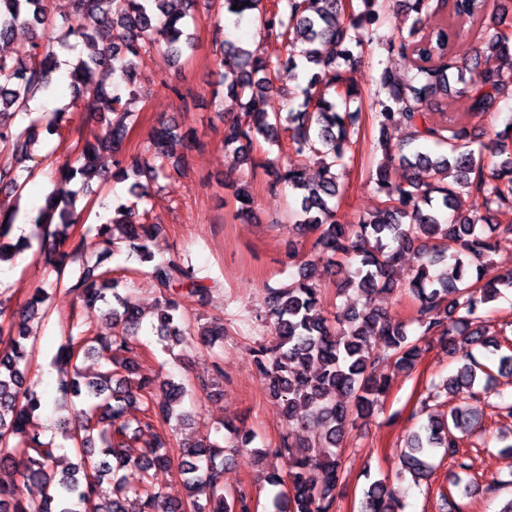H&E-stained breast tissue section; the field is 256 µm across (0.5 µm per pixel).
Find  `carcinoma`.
Wrapping results in <instances>:
<instances>
[{
    "label": "carcinoma",
    "mask_w": 512,
    "mask_h": 512,
    "mask_svg": "<svg viewBox=\"0 0 512 512\" xmlns=\"http://www.w3.org/2000/svg\"><path fill=\"white\" fill-rule=\"evenodd\" d=\"M363 9L345 0H276L266 8L264 0H213L216 27L213 42L219 47L216 62L224 69L225 96L238 111L224 118V147L255 165L254 146L280 144L282 123L289 132L295 159L282 165L269 159L265 167L273 176L271 188L287 185L300 192L295 223L312 234L308 242L288 237V253L298 259L297 276L282 288L270 289L264 320L275 338L271 344L251 348L258 371L267 379L271 397L283 408L288 421L316 428L312 439L293 449L289 435L281 438L278 451L288 455V472L266 476L270 486L282 487L272 500V512H333L336 488L341 484V449L359 419L382 406L388 378L378 371L387 360L404 371L415 368L431 343L441 342L460 354L457 373L448 378L447 394L460 400L478 399L488 393L491 374L480 383L478 362L471 347L499 350L508 338L498 340L483 328L484 307L512 288V270L484 278L487 258L502 238H512V122L494 131L490 151L497 158L485 173L482 151L473 148L467 118L494 111L505 94L499 79L502 65L512 67V18L487 14V0H438L448 5V17L440 25L427 26L431 0H404V26L387 41L388 53L408 63L401 74L389 67L377 82L387 90L373 113L379 141L390 129L405 125L412 140L433 141L447 152L431 154L415 150L402 156L409 170L402 183L391 182L388 166L376 170L379 206L355 224L338 218L342 185L337 169L345 167L346 154L355 134L356 113L347 105L357 95L347 72L358 63L364 48V32L377 24V0H360ZM196 0H70L66 24L52 21V0H0V42L15 41L19 32L28 38L10 55H0V153L11 152L13 162L0 164V191L21 194L28 179L19 174L25 161V141L44 131L62 137L76 133L72 151L47 175L52 180L85 186L94 178L105 179L99 157L112 153V179L130 181L135 198L120 203L111 217L92 228L94 236L72 241V256L92 251L95 262L84 265L70 287L88 313L102 309L112 319L113 332L102 336L89 328L69 335L60 344L57 359L69 363L81 357H97L105 370L84 379L80 370L60 380L57 390L64 400L79 401V424L61 422L66 439L80 454V464L55 471L61 459L54 449L30 432L29 426L44 401L29 378L30 322L44 304L47 291L37 288L17 309L0 306V470L14 468L25 482L45 488L40 502L20 497L16 480L0 477V512H251V494L244 488L228 494L224 474L231 457L252 438L232 423L224 430L234 441L220 445L207 433L194 443H184L174 455L172 438L153 432L139 453L130 447L129 410L142 419L137 431L151 429L152 418L188 416L177 412L184 387L170 379L144 377L137 372L136 340L142 313L121 282L102 269L116 245L127 243L145 274L160 294L154 330L163 347H211L224 339V323L191 318L180 309L178 293L184 286L203 299L208 287L193 271L171 259H158L152 250L160 226L148 223L152 188L172 163L173 148L187 138L176 123L161 121L151 128L139 154H129L124 144L135 113L129 110L133 86L146 56L161 49L180 62L196 41L187 32ZM238 9H232L233 5ZM236 21L249 16L255 35L281 39L285 54L274 59L224 39L222 16ZM476 30L480 48L470 61L452 59L455 40L465 29ZM334 44L336 52L322 55L320 46ZM82 48L68 71L71 103L57 107L60 85H51L47 74L58 69L59 57ZM294 71L303 100L287 114L270 110L269 93L282 67ZM106 69L125 84L129 99L112 93L95 81ZM456 70L461 87L456 93L470 102L465 116L453 112L426 111L428 102L448 97V71ZM46 101L43 112L31 117L29 102L37 93ZM100 121L99 130L84 133L86 122ZM302 158H312L319 177H307ZM240 200L237 216L249 217L253 203L246 187L234 191ZM77 194L51 191L44 196L33 224L31 240L6 241L18 218L17 204L0 203V263L11 261L18 250L35 240L41 248L63 243L69 229L80 223L82 208ZM413 255L416 265L405 282L396 278L399 262ZM357 265L356 276L338 287L346 297L334 315L321 314L318 266L339 261ZM406 292L418 303L416 337L407 323L375 305L381 293ZM385 345V355L371 348V340ZM479 427V417L459 405L450 417L431 418L407 442L403 473L418 483L429 478L434 452L442 448L458 469L454 486L470 498L479 485L467 478L469 464L456 429L469 435ZM127 467L140 472L141 484L129 486L117 476ZM174 468L188 491L184 500H173L149 481L150 471ZM110 480V489L102 487ZM362 512H402V505L383 480L371 482L364 492Z\"/></svg>",
    "instance_id": "carcinoma-1"
}]
</instances>
